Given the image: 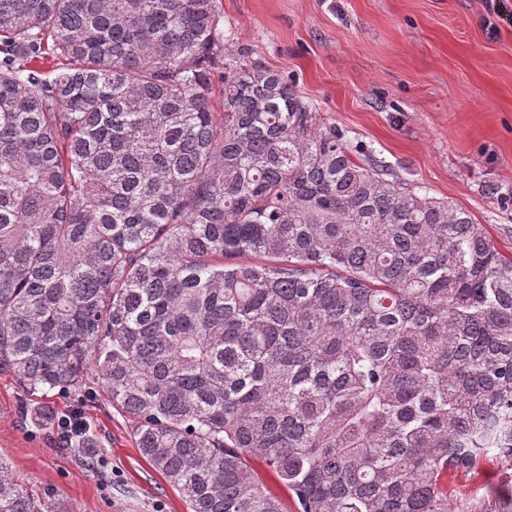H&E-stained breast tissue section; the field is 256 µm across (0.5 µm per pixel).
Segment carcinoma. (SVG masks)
Returning a JSON list of instances; mask_svg holds the SVG:
<instances>
[{"mask_svg": "<svg viewBox=\"0 0 512 512\" xmlns=\"http://www.w3.org/2000/svg\"><path fill=\"white\" fill-rule=\"evenodd\" d=\"M229 39L222 0H0V375L95 369L192 512H282L253 459L298 512H448L499 460L458 512H512V257ZM0 512L52 510L0 460ZM253 466L258 472L260 478L266 483V485L276 493L282 502L283 512H298V505L296 499L292 494L288 491L287 488L278 484L271 472L261 463L254 462ZM489 468L487 474L482 477L477 483H474L472 480L459 477L455 482L450 483L451 487H458V490H454V492H450L448 494V510L449 512H455L459 506V501L463 497L462 495L467 493L468 491L477 492L479 495L483 493L484 490L479 487L483 486H495L498 484L499 476L497 471L501 469L502 465L489 464L487 466Z\"/></svg>", "mask_w": 512, "mask_h": 512, "instance_id": "carcinoma-1", "label": "carcinoma"}]
</instances>
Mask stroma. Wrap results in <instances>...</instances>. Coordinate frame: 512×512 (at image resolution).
I'll list each match as a JSON object with an SVG mask.
<instances>
[{
    "label": "stroma",
    "instance_id": "obj_1",
    "mask_svg": "<svg viewBox=\"0 0 512 512\" xmlns=\"http://www.w3.org/2000/svg\"><path fill=\"white\" fill-rule=\"evenodd\" d=\"M226 53L280 71L356 161L470 212L512 256V0H223ZM80 418L97 461L34 410ZM97 372L24 393L0 375V458L55 512H191L141 456Z\"/></svg>",
    "mask_w": 512,
    "mask_h": 512
}]
</instances>
